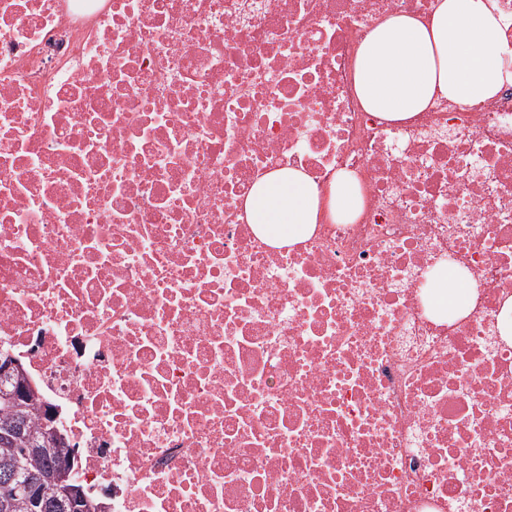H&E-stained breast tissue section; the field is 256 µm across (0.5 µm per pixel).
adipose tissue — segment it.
<instances>
[{"label": "adipose tissue", "instance_id": "obj_1", "mask_svg": "<svg viewBox=\"0 0 512 512\" xmlns=\"http://www.w3.org/2000/svg\"><path fill=\"white\" fill-rule=\"evenodd\" d=\"M504 32L494 0H439L430 24L408 16L380 23L358 49L355 80L371 111L404 120L425 111L434 95L477 104L512 84ZM360 201L357 181L336 175L319 198L297 169L271 172L246 202L250 224L276 246L299 241L320 211L336 223L351 220Z\"/></svg>", "mask_w": 512, "mask_h": 512}]
</instances>
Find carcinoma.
<instances>
[{"mask_svg":"<svg viewBox=\"0 0 512 512\" xmlns=\"http://www.w3.org/2000/svg\"><path fill=\"white\" fill-rule=\"evenodd\" d=\"M19 392L20 402L6 403L0 399V473L10 470L12 483L7 494L14 498L11 512H29L25 487L28 483H41L46 512H59L61 508L56 489L44 478L69 458L66 443L45 441V435L57 425L49 417L35 421V402L26 377L15 372L0 371V396Z\"/></svg>","mask_w":512,"mask_h":512,"instance_id":"1","label":"carcinoma"}]
</instances>
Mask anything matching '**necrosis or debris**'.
Returning <instances> with one entry per match:
<instances>
[{"mask_svg": "<svg viewBox=\"0 0 512 512\" xmlns=\"http://www.w3.org/2000/svg\"><path fill=\"white\" fill-rule=\"evenodd\" d=\"M436 6L0 0V347L107 512H512V85L393 122L355 82ZM285 168L354 220L269 244ZM360 202L357 181L340 173L330 184L324 201L308 177L297 169L271 172L257 182L246 199L249 223L271 244L292 245L317 224L320 210L336 223L351 220ZM463 287V281L453 271L442 273L434 287V301L443 306H454L461 303L462 297L459 289Z\"/></svg>", "mask_w": 512, "mask_h": 512, "instance_id": "obj_1", "label": "necrosis or debris"}]
</instances>
